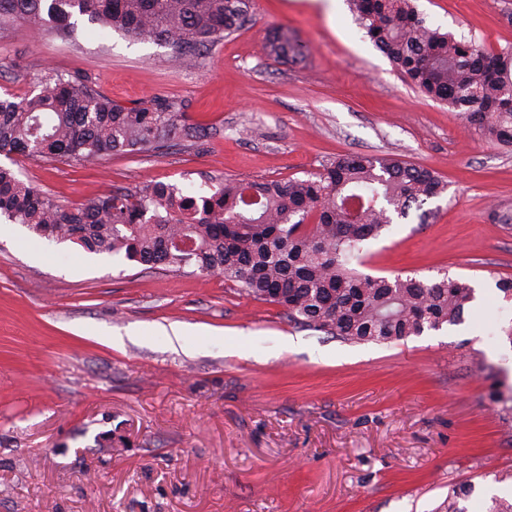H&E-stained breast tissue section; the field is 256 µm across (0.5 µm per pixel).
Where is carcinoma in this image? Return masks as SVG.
I'll use <instances>...</instances> for the list:
<instances>
[{
  "instance_id": "cac0c4a2",
  "label": "carcinoma",
  "mask_w": 512,
  "mask_h": 512,
  "mask_svg": "<svg viewBox=\"0 0 512 512\" xmlns=\"http://www.w3.org/2000/svg\"><path fill=\"white\" fill-rule=\"evenodd\" d=\"M366 35L428 97L460 112L499 145L512 146V51L488 52L429 26L411 0H350ZM252 0H0V26L55 24L75 16L96 34L115 31L171 49L178 63L243 29ZM266 54L302 60L309 47L273 28ZM202 128L186 105L156 97L127 107L77 76L50 75L39 92L0 99V156L87 163L105 152L157 150ZM435 172L392 158L350 153L306 178L228 181L210 196L144 184L65 208L0 166V215L32 233L150 269L191 266L246 295L277 304L296 326L349 344L390 343L456 325L475 298L458 277L425 281L359 270L363 246L412 206L443 193ZM456 485L438 512H465Z\"/></svg>"
}]
</instances>
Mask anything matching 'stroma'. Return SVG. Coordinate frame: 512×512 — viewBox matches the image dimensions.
I'll use <instances>...</instances> for the list:
<instances>
[{"mask_svg":"<svg viewBox=\"0 0 512 512\" xmlns=\"http://www.w3.org/2000/svg\"><path fill=\"white\" fill-rule=\"evenodd\" d=\"M427 23L498 53L512 0H414ZM285 25L304 61L267 57ZM168 47L77 28L0 30V96L49 74L112 100L187 104L202 142L94 165L0 156L73 207L163 182L303 178L338 156L394 157L447 185L364 247V270L484 286L459 325L346 344L223 278L40 239L0 217V512H468L512 501V148L411 86L348 0H254L250 23L181 65ZM191 327L170 345L161 331Z\"/></svg>","mask_w":512,"mask_h":512,"instance_id":"1","label":"stroma"}]
</instances>
